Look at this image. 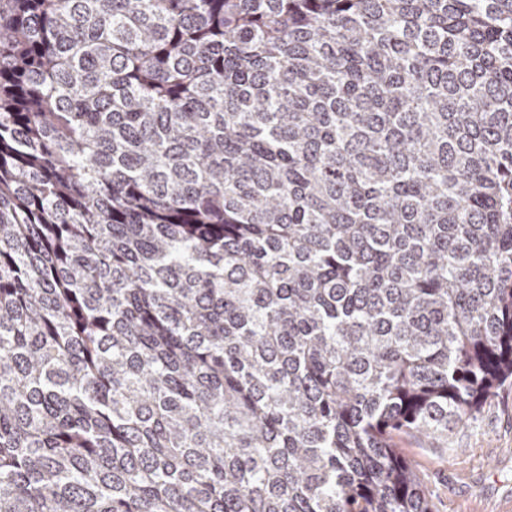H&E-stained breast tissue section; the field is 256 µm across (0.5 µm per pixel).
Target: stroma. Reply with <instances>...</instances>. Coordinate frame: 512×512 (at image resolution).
<instances>
[{"label": "stroma", "instance_id": "35a3bbf8", "mask_svg": "<svg viewBox=\"0 0 512 512\" xmlns=\"http://www.w3.org/2000/svg\"><path fill=\"white\" fill-rule=\"evenodd\" d=\"M396 445L417 470L434 512H512V385L457 429L447 447L409 434Z\"/></svg>", "mask_w": 512, "mask_h": 512}]
</instances>
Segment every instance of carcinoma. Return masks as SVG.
<instances>
[{
	"label": "carcinoma",
	"instance_id": "cac0c4a2",
	"mask_svg": "<svg viewBox=\"0 0 512 512\" xmlns=\"http://www.w3.org/2000/svg\"><path fill=\"white\" fill-rule=\"evenodd\" d=\"M507 384L512 0H0V512H432Z\"/></svg>",
	"mask_w": 512,
	"mask_h": 512
}]
</instances>
